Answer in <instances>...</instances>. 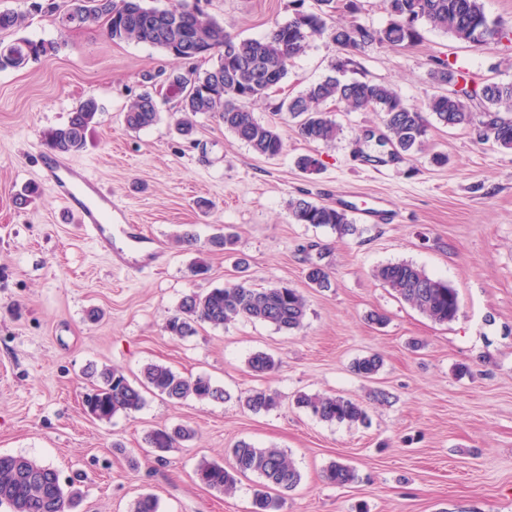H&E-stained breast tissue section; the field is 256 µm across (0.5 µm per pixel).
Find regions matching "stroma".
Instances as JSON below:
<instances>
[{
  "label": "stroma",
  "mask_w": 512,
  "mask_h": 512,
  "mask_svg": "<svg viewBox=\"0 0 512 512\" xmlns=\"http://www.w3.org/2000/svg\"><path fill=\"white\" fill-rule=\"evenodd\" d=\"M29 5L0 0L1 11L21 18L0 38L60 48L0 71V453L36 458L64 479L85 473L78 512H130L144 494L157 497L159 512H250L256 475L240 477L226 494L195 476L204 460L231 466L225 450L241 440L283 450L299 470L281 512H512V148L434 122L413 161L373 165L364 157L379 147L364 135L383 134L379 114L332 103L338 137L306 143L277 106L329 74L341 52L324 36L311 37L279 89L250 106L282 134L276 158L255 154L211 114L195 117L191 136L179 135L174 105L165 101L155 125L132 131L124 112L136 96L158 93L172 71L208 69L215 57L188 62L145 43L115 42L100 23L63 29ZM483 5L506 33L498 43L476 48L424 27L414 45L357 54L355 78L391 85L421 111L437 91L429 72L440 59L466 56L477 80L512 82V0ZM203 7L250 39L295 15L292 0H205ZM90 97L96 122L70 160L161 240L167 262L160 268L113 269L42 179L44 131L65 124ZM437 154L446 164L434 163ZM304 155L318 159L317 170L298 167ZM27 185L37 192L21 209L15 195ZM351 185L361 189L347 211L352 233L293 221L290 200L329 206L337 189ZM380 202L393 222L362 223L359 209ZM187 230L195 244L181 241ZM226 230L237 235L231 256L209 247ZM200 259L209 271L192 275ZM312 261L328 268L331 288L307 283ZM402 261L456 289L455 321L430 320L375 278L378 266ZM241 279L300 290L303 327L287 332L239 319L201 325L187 338L165 331L185 294ZM375 314L385 324L372 323ZM259 351L278 363L263 377L248 367ZM373 353L383 359L379 373L356 374L353 361ZM151 363L206 376L227 397L174 402L149 392L130 416L99 421L85 413L89 365L121 369L136 383ZM254 388L276 391L279 406L247 410L240 398ZM376 390L388 403L373 401ZM301 393L356 400L370 423L318 420L296 407ZM177 425L193 438L158 455L148 433ZM334 461L355 469L354 483L324 481Z\"/></svg>",
  "instance_id": "stroma-1"
}]
</instances>
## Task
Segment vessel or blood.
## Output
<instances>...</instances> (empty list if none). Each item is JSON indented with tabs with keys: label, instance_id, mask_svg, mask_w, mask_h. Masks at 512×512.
Masks as SVG:
<instances>
[{
	"label": "vessel or blood",
	"instance_id": "vessel-or-blood-1",
	"mask_svg": "<svg viewBox=\"0 0 512 512\" xmlns=\"http://www.w3.org/2000/svg\"><path fill=\"white\" fill-rule=\"evenodd\" d=\"M41 168L64 209L97 247L108 253L113 266L130 268L131 253L144 244L142 226L126 223L123 206L82 168L50 155L42 156Z\"/></svg>",
	"mask_w": 512,
	"mask_h": 512
}]
</instances>
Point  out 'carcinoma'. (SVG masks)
Here are the masks:
<instances>
[{"mask_svg":"<svg viewBox=\"0 0 512 512\" xmlns=\"http://www.w3.org/2000/svg\"><path fill=\"white\" fill-rule=\"evenodd\" d=\"M119 2L121 0H35L32 7L34 12L53 16L58 22L72 13L79 17L81 26L101 19L106 27L113 28L111 40L116 42L148 43L169 53L171 48L197 36L210 52H218L216 65L202 73L194 70L178 74L180 88L166 91L168 97L177 100L178 111L183 114L177 122V130L183 135L193 131L192 117L200 112H211L224 124V129L246 142L257 155L267 159L279 156L284 150L281 134L274 125L259 121L247 104L265 97L263 88L269 77H274L278 83L284 80L289 63L303 53L307 39L313 35L328 36L343 48L344 56L339 63L331 65V75L281 104L291 117L301 118L298 133L304 141L326 143L336 139L339 127L323 109L329 101L344 104L349 112L380 113L388 138L396 148L397 159L412 160L426 135L428 124L423 112L406 103L390 86L345 78V73L356 66L355 52L345 46L348 28L361 23L355 0H350L346 6L350 19L344 22L334 19L337 0H316V9L304 16L297 14L285 23L274 24L262 39H240L204 12L197 16L186 14L190 0H172L162 9L151 6L143 11L120 13L114 24L112 11ZM386 2L390 20L381 28L364 26L365 47L411 44L420 38L415 26L420 21L476 47L487 46L503 34L487 17L482 0ZM58 49L56 42L16 39L6 44L0 41V71L20 68ZM431 78L440 85L453 82L465 89L474 82L470 74H459L454 68L441 64L431 71ZM232 87L243 97L226 93V89ZM476 96L482 101L478 112L465 106L460 97L442 92L430 98L428 110L444 126H476L483 140L511 148L512 82H481ZM97 111L94 100L81 102L70 113L67 123L44 132L43 141L59 154L80 152ZM159 119L156 99L148 92L133 100L124 116L127 128L134 131L151 126ZM289 212L298 224L329 226L341 233L351 229L346 212L303 198L290 201ZM375 277L437 323H450L458 317L456 289L429 277L411 263L385 264L376 270ZM305 278L315 288L331 287L329 272L317 262L308 265ZM306 313V300L297 289L286 285L255 288L242 280L206 294L185 295L167 321L165 331L172 336L186 337L196 333L199 323L222 327L231 321L246 319L290 332L302 326ZM248 366L255 374L264 375L275 369V360L267 353L256 352L249 358ZM381 366V358L372 354L356 360L354 370L371 377ZM91 375L97 377V382L85 396L89 415L99 421H108L118 413L129 415L139 411L144 405L145 388L171 400L192 396L199 400L222 401L226 396L223 388L205 376H185L158 364L144 368L139 387L116 368L93 371ZM243 404L253 413L268 412L277 407L278 395L268 389H253L244 396ZM297 405L325 422L364 424L368 419L360 403L336 395L301 394ZM192 436V429L185 426L160 427L150 431L147 442L163 453ZM231 455L232 469L221 463L203 461L196 469L197 478L209 489L229 492L238 475H257L261 482L254 490L251 512H276L279 501L270 490L289 491L301 481L293 461L278 448H258L240 440L231 448ZM325 478L331 484L345 486L354 482L356 475L350 466L333 462L327 467ZM82 486L80 475L64 483L55 469L38 459L0 453V505L7 506L10 512H70L82 497Z\"/></svg>","mask_w":512,"mask_h":512,"instance_id":"1","label":"carcinoma"}]
</instances>
